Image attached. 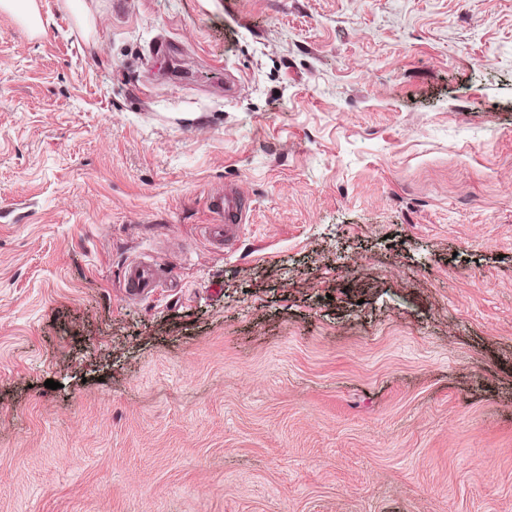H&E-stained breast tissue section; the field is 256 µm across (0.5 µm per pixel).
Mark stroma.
I'll return each instance as SVG.
<instances>
[{"label": "stroma", "instance_id": "stroma-1", "mask_svg": "<svg viewBox=\"0 0 512 512\" xmlns=\"http://www.w3.org/2000/svg\"><path fill=\"white\" fill-rule=\"evenodd\" d=\"M35 2L0 512H512V0ZM212 209L221 219L220 224L209 225V237L213 244L225 248L234 244L246 217L244 198L234 191L224 192L211 201ZM162 273L147 263H133L125 271L128 297L147 296L160 282Z\"/></svg>", "mask_w": 512, "mask_h": 512}]
</instances>
